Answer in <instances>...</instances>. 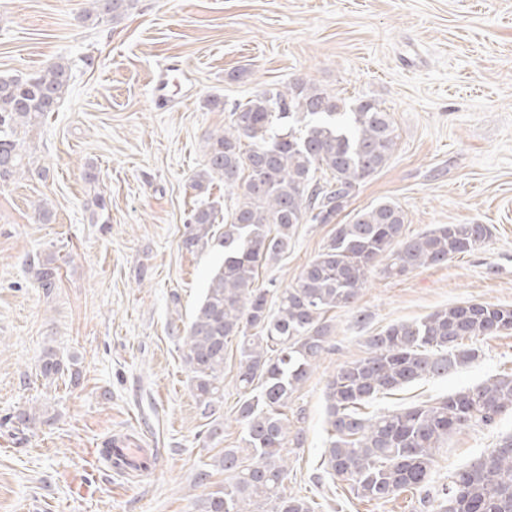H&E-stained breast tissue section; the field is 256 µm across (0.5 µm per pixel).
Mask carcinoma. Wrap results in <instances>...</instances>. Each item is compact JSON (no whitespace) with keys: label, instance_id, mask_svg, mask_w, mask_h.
<instances>
[{"label":"carcinoma","instance_id":"1","mask_svg":"<svg viewBox=\"0 0 512 512\" xmlns=\"http://www.w3.org/2000/svg\"><path fill=\"white\" fill-rule=\"evenodd\" d=\"M130 2L92 0V13L115 18ZM70 79L69 64L60 61L35 77L0 76V179L16 181L29 172L19 137L57 110ZM397 139L391 113L376 100L348 104L297 78L233 104L224 132L208 141L193 187L204 193L222 181L232 204L221 233L212 206L197 208L186 224L187 250L220 249L223 259L179 341L191 391L209 418L224 404L225 349L239 339L236 421L243 447L218 456L224 487L205 494L200 512H314L307 499L285 493V451L303 444L302 431L291 428L288 403L333 348L336 324L329 313L354 308L376 271L403 276L472 252L490 236L486 224H442L408 236L405 211L382 201L336 225L293 285L259 284L262 268L288 252L294 226L333 223L357 187L387 165ZM30 272L37 287H56L57 268L32 262ZM508 330L512 307L467 301L367 337L369 356L340 366L327 385L325 472L369 502L427 490L436 449L450 434L475 424L491 427L512 409V374L432 405L372 416L358 406L447 376L479 357L464 341ZM63 372L57 353L45 351L40 376L52 382ZM427 503L431 512H512V437L456 471Z\"/></svg>","mask_w":512,"mask_h":512}]
</instances>
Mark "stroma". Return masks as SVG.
Wrapping results in <instances>:
<instances>
[{"mask_svg":"<svg viewBox=\"0 0 512 512\" xmlns=\"http://www.w3.org/2000/svg\"><path fill=\"white\" fill-rule=\"evenodd\" d=\"M91 0H0V75L30 76L68 61V94L24 138L39 172L0 182V512H199L198 470L241 445L236 343L224 360V430L202 418L173 326L188 323L214 251L182 246L191 212L223 210L228 194L192 187L206 142L229 106L266 86L306 77L391 113L392 159L360 184L338 223L398 203L414 236L439 224H486L491 235L448 263L396 278L371 276L356 308L335 313L336 347L290 402L302 447L288 448L286 492L314 512H431L422 494L356 498L321 465L325 391L337 368L366 357V336L466 301L512 306V0H133L117 18H87ZM223 108L210 106V99ZM48 203L50 223L36 208ZM299 224L259 281L293 284L334 230ZM53 257L57 286L28 273ZM479 358L445 378L363 404L367 416L430 402L512 373V331L478 338ZM66 369L38 374L45 349ZM36 410L33 423L19 413ZM143 444L146 471L102 467L113 434ZM512 435V409L494 426L452 433L429 488Z\"/></svg>","mask_w":512,"mask_h":512,"instance_id":"35a3bbf8","label":"stroma"}]
</instances>
